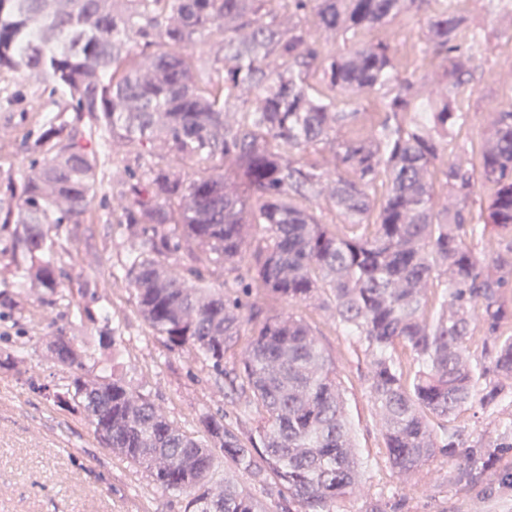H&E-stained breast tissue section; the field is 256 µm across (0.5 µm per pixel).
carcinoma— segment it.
I'll list each match as a JSON object with an SVG mask.
<instances>
[{
    "mask_svg": "<svg viewBox=\"0 0 512 512\" xmlns=\"http://www.w3.org/2000/svg\"><path fill=\"white\" fill-rule=\"evenodd\" d=\"M455 2L0 0V76L22 73L88 119L83 130L43 125L27 144L29 168L7 179L0 223L16 225L21 275L92 318L95 289L60 288L44 225L83 223L108 172L92 144L108 132L129 155L162 149L180 166L122 192L124 277L143 318L217 376L250 327L235 378L258 419L240 431L205 413L207 444L111 373L98 348L112 333L97 347L63 333L48 343L73 370L56 405L83 409L104 447L187 495L188 512H263L219 473L214 448L253 486L275 480L286 512H336L363 492L334 360L302 318L263 316V297L315 301L356 338L383 447L403 476L440 454L477 477L512 449V422L459 441L467 405L493 412L512 398V104L489 113L480 169L452 154L449 134L467 118L461 94L487 42ZM420 11L421 52L441 66L432 80L399 77L389 41H360ZM337 38L351 47L324 53ZM203 42L224 54H198ZM370 95L384 119L365 138L345 137ZM479 186L492 194L475 212ZM252 224L264 229L254 245ZM249 247L251 304L227 294ZM88 367L98 379L84 378Z\"/></svg>",
    "mask_w": 512,
    "mask_h": 512,
    "instance_id": "1",
    "label": "carcinoma"
}]
</instances>
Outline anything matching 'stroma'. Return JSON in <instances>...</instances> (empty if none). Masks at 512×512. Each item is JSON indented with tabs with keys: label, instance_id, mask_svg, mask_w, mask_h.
<instances>
[{
	"label": "stroma",
	"instance_id": "35a3bbf8",
	"mask_svg": "<svg viewBox=\"0 0 512 512\" xmlns=\"http://www.w3.org/2000/svg\"><path fill=\"white\" fill-rule=\"evenodd\" d=\"M460 7L490 34L481 66L464 94L468 122L455 138L476 164L488 112L512 101V78L506 76L512 69V39L502 36L487 0H462ZM424 27V15L411 14L370 30L365 38L391 40L400 76L418 77L434 71L420 51ZM54 100L48 88L33 87L25 75L10 78L7 97H0V138L8 142L0 149V187L26 168L25 136L34 131L36 115L65 120ZM168 163L158 153L138 158L115 151L95 201L96 219L73 234L64 224L46 225L58 242L54 262L64 274L63 288L76 289L87 281L97 285L89 320L75 321L66 301L43 303L41 290L22 278L12 261L10 230L0 229V291L9 296L0 303V512L185 510L184 496L161 488L147 470L103 447L81 410L55 405L53 393L68 383L71 372L48 353L51 336L97 337L115 331L117 375L196 438L205 436L198 422L201 413L224 417L234 427L245 418L237 394L191 353L169 348L140 315L133 288L116 276L129 258V245L115 222L121 191L144 177L149 166ZM263 308L296 314L311 325L346 389L366 495L338 504L336 512H365L370 501L386 512H512V450H504L474 484L462 461L441 455L403 479L385 455L355 339L316 304L294 306L279 299L266 301ZM21 346L26 349L24 364L8 365V357Z\"/></svg>",
	"mask_w": 512,
	"mask_h": 512
}]
</instances>
